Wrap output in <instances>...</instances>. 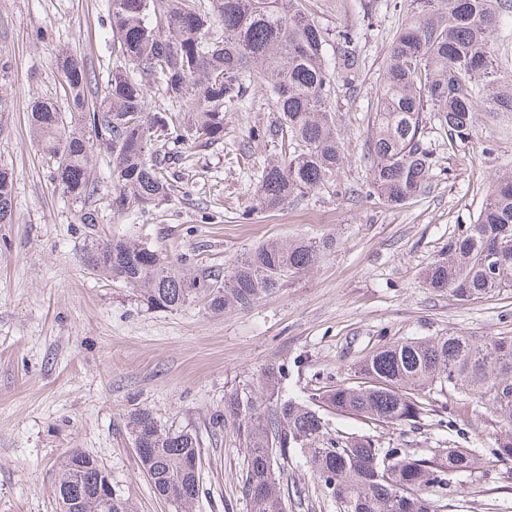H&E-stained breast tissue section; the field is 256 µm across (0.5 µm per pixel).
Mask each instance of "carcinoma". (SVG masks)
Listing matches in <instances>:
<instances>
[{
    "instance_id": "1",
    "label": "carcinoma",
    "mask_w": 512,
    "mask_h": 512,
    "mask_svg": "<svg viewBox=\"0 0 512 512\" xmlns=\"http://www.w3.org/2000/svg\"><path fill=\"white\" fill-rule=\"evenodd\" d=\"M213 13L196 0H112L113 43L135 74H112L100 102L95 76L74 56L58 65L71 108L85 114L95 133L71 128L46 101L31 106L34 139L52 160L62 193L82 203L93 192V147L113 158L112 206H155L172 185L151 150L159 141L186 140L195 149L224 139V114L239 109L257 84L265 85L277 112L274 128L254 127L253 139L275 132L286 151L263 169L257 206L281 209L288 200L334 184L344 165L336 123L327 110L334 86L355 91L360 68L353 40L329 39L305 12L301 0H216ZM512 0H410V15L389 46L384 75L373 99L365 140L369 187L393 207H402L432 187L435 161L423 143L424 109L448 137L470 142L477 113L512 112V75L500 68L492 35ZM224 38L212 36L215 23ZM333 46L334 65L327 47ZM157 85L171 107L150 112V87ZM13 173L0 169V224L12 223ZM336 239L268 240L231 270L193 274L164 259L141 240L111 236L90 247L93 272L138 291L151 308L174 310L195 298L224 314L254 305L284 279L310 270ZM512 174L496 179L476 221L448 239L446 252L423 273L425 284L463 303L512 290ZM361 382L338 385L296 401L279 394L285 368L260 374L253 389L224 401L247 448L244 489L251 512H287L288 489L280 461L300 452L340 512H441L431 491H445L451 476L475 470L467 448H433L419 456L408 448H383L365 434L333 433L325 413L348 414L391 425L415 426L428 411L426 395L450 389L488 401L503 417L505 432L492 457L512 461V336L407 338L385 344L357 365ZM150 473L155 493L176 487L179 512H193L199 497L201 444L193 430L168 429L147 411L126 421ZM82 468L87 495L79 512H134L116 494L106 508L90 488L111 479L92 456L73 448L60 463L57 488Z\"/></svg>"
}]
</instances>
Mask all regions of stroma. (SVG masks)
<instances>
[{
  "mask_svg": "<svg viewBox=\"0 0 512 512\" xmlns=\"http://www.w3.org/2000/svg\"><path fill=\"white\" fill-rule=\"evenodd\" d=\"M406 4L302 0L324 30H347L358 41L357 90L331 98L347 195L317 189L277 211L257 208L259 175L281 151L280 137L249 136L252 126L273 119L258 87L226 114L220 143L203 150L158 143L153 158L172 185L169 197L119 211L110 155L95 153L94 192L85 204L72 202L58 189L29 120L36 100L71 111L59 54L78 56L101 90L124 68L112 46L111 0H0V60L8 72L0 81V168L14 176L13 221L0 224V512H59L56 472L73 448L99 461L136 512H175L155 494L126 429V417L139 409L165 427L197 432L194 512H251L241 490L243 439L232 418L220 427L212 420L223 415L225 397L250 390L261 369L287 367L282 397L306 400L357 384L358 362L398 339L512 336V290L464 305L421 277L449 237L474 223L497 176L512 169V112L479 113L474 140L453 147L427 121L423 140L437 167L431 190L400 208L368 191V116ZM84 208L96 223L81 222ZM121 234L200 270L231 269L269 239L330 235L337 244L250 308L216 316L200 300L150 308L125 284L88 269L92 243ZM429 401L413 428L337 415L331 423L419 455L471 449L480 467L453 478L447 512H512V462L490 459L499 415L457 391L431 393ZM283 478L288 512H339L301 453H290Z\"/></svg>",
  "mask_w": 512,
  "mask_h": 512,
  "instance_id": "35a3bbf8",
  "label": "stroma"
}]
</instances>
